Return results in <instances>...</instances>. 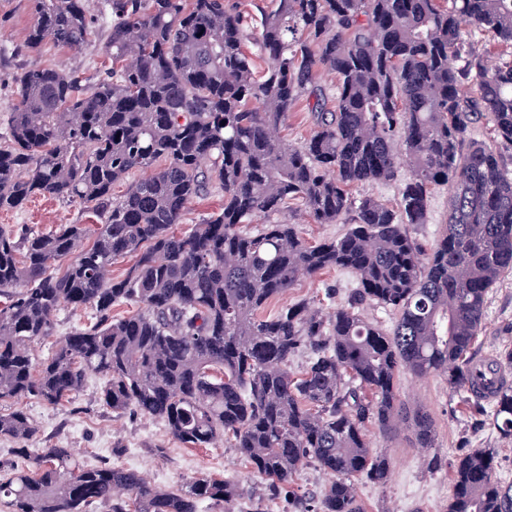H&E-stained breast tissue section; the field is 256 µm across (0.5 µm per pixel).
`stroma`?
I'll list each match as a JSON object with an SVG mask.
<instances>
[{"instance_id":"stroma-1","label":"stroma","mask_w":512,"mask_h":512,"mask_svg":"<svg viewBox=\"0 0 512 512\" xmlns=\"http://www.w3.org/2000/svg\"><path fill=\"white\" fill-rule=\"evenodd\" d=\"M90 16L92 34L82 49L71 50L48 40L30 53L23 46L31 24L26 0H0V141L9 134L10 114L19 100L18 76L24 69L37 65L76 71L87 87L104 78L102 48L109 25L98 11H91ZM447 214L448 190L435 189L429 197L425 223L408 225L409 236L424 247H432ZM94 221V216L79 206L42 198L17 211H0V225L30 224L49 229ZM355 285L351 272L327 270L317 278L301 279L266 310L272 313L282 304L303 299L324 308L334 307L345 302ZM475 348L482 357L512 350V272L502 276L487 296L485 324ZM104 384L103 376L92 374L68 403L50 407L26 402L27 412L40 429L31 447L69 448L85 465L109 461L144 473L163 487L184 484L202 473L247 486V496L220 505L203 503L200 512H295L287 495H271L266 481L253 473L228 443L220 440L207 448H190L173 439L159 421L133 410L113 414L100 399ZM395 386L401 401L430 415L433 445L420 447L410 428L387 435L369 427L368 439L387 456L390 474L382 485L359 481L358 496L365 512H445L452 494L454 462L479 448L496 449L497 476L502 483L512 485V437H501L492 422L476 425L463 393L450 390L443 377H416L405 372L397 376Z\"/></svg>"}]
</instances>
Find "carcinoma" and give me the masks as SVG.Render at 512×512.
<instances>
[{
  "label": "carcinoma",
  "mask_w": 512,
  "mask_h": 512,
  "mask_svg": "<svg viewBox=\"0 0 512 512\" xmlns=\"http://www.w3.org/2000/svg\"><path fill=\"white\" fill-rule=\"evenodd\" d=\"M104 5L106 77L83 91L72 73L26 69L0 144V210L42 197L100 219L93 229L0 225V403L60 405L99 374L112 412L156 419L191 448L229 440L275 495L310 462L332 475L318 508L295 497L299 512H363L357 481L389 475L368 426L390 433L409 422L432 447L429 415L398 399L400 372L448 378L484 415L475 343L490 288L512 271V174L471 130L489 120L512 146V0H275L258 28L224 0ZM28 8L25 49L87 43L86 0ZM472 32L509 58L488 67L465 42ZM250 40L268 61L262 71ZM321 72L336 77L332 97ZM303 99L314 130L294 146L278 130ZM402 168L398 208L351 195ZM137 171L144 177L112 196ZM440 186L448 224L427 253L406 225L425 223ZM212 188L223 209L175 231ZM289 200L315 224L349 213L352 224L312 244L277 219ZM256 222L257 232L242 230ZM335 268L359 282L344 304L326 314L301 300L264 314L299 276ZM367 302L398 312L393 331L359 314ZM120 304L135 311L114 319ZM65 305L93 322L36 359L34 343L53 334ZM302 351L309 361L295 377L288 363ZM498 370L493 424L510 438L512 351ZM38 433L25 410L0 414V438ZM19 452L28 465L0 475L10 512H199L245 495L208 474L162 488L109 462L84 466L69 448ZM495 457L480 449L454 463L448 512H512Z\"/></svg>",
  "instance_id": "obj_1"
}]
</instances>
